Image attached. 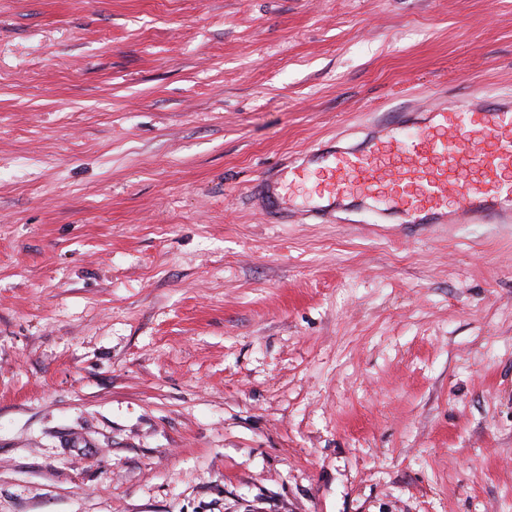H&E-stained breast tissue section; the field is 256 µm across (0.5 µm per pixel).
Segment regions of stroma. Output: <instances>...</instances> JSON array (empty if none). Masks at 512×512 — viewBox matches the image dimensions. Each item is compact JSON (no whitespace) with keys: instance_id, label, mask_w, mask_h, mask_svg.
Returning a JSON list of instances; mask_svg holds the SVG:
<instances>
[{"instance_id":"35a3bbf8","label":"stroma","mask_w":512,"mask_h":512,"mask_svg":"<svg viewBox=\"0 0 512 512\" xmlns=\"http://www.w3.org/2000/svg\"><path fill=\"white\" fill-rule=\"evenodd\" d=\"M464 87L512 0H0V512H512V224L250 192Z\"/></svg>"}]
</instances>
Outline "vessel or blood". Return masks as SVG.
Wrapping results in <instances>:
<instances>
[{"instance_id": "1", "label": "vessel or blood", "mask_w": 512, "mask_h": 512, "mask_svg": "<svg viewBox=\"0 0 512 512\" xmlns=\"http://www.w3.org/2000/svg\"><path fill=\"white\" fill-rule=\"evenodd\" d=\"M512 96L464 93L451 109L382 113L353 142L310 147L288 164V182L327 179L316 201L289 217L325 221L374 214L379 224H511Z\"/></svg>"}]
</instances>
